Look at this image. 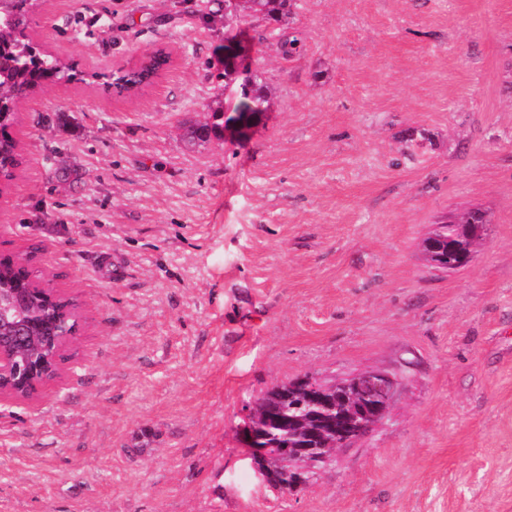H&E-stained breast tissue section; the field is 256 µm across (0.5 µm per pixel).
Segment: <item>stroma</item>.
<instances>
[{"instance_id":"35a3bbf8","label":"stroma","mask_w":512,"mask_h":512,"mask_svg":"<svg viewBox=\"0 0 512 512\" xmlns=\"http://www.w3.org/2000/svg\"><path fill=\"white\" fill-rule=\"evenodd\" d=\"M279 29L248 36L272 111L202 141L224 0H40L33 42L83 77L18 106L0 253L82 329L61 380L0 400V512H512V0H298ZM160 47L136 98L98 81ZM471 208L473 262L431 268ZM369 370L398 380L386 417L268 487L258 398Z\"/></svg>"}]
</instances>
